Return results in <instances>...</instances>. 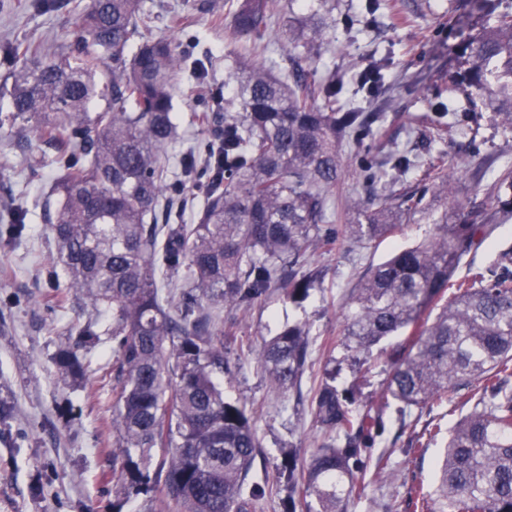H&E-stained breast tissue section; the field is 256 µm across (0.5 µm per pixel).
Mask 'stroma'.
Instances as JSON below:
<instances>
[{"label": "stroma", "mask_w": 512, "mask_h": 512, "mask_svg": "<svg viewBox=\"0 0 512 512\" xmlns=\"http://www.w3.org/2000/svg\"><path fill=\"white\" fill-rule=\"evenodd\" d=\"M0 7V50L19 42L39 45L54 54L73 44L79 31L75 18L86 0H57L43 10L40 0H8ZM217 14H185L183 0H143L150 20L146 34L168 38L187 51L190 61L208 68L206 87H217L233 98L236 82L229 70L240 51L237 38L225 29L224 0H213ZM367 0H336V38L319 64L322 77L335 76L343 86L340 108L356 97L359 71L373 59L384 60L392 104L375 138L340 149L344 185L336 194V211L344 213L348 200L365 197L363 162L382 155L393 145L408 153L415 164L396 175L395 192L422 188L432 163L453 168L452 195H426L418 212L405 217L402 234L330 252L311 254L312 262L327 269L321 289L295 305L280 294L270 296L233 328L237 338L232 355H244V365L225 384L226 394L244 402L254 416L264 456L259 463L270 479L265 512H283L288 485L278 475L289 452L307 456L321 442L308 405L296 398L275 399L250 348L267 336L268 327L304 323L312 336L331 340L332 355H316L303 378V391L311 389L327 370H335L339 387H355L359 405H373L385 378L388 342L353 361L345 348L341 306L364 271L384 261L398 248L423 240L434 225L467 220L472 204L483 205L494 229L477 238L456 268L460 281L478 269H487L499 255L512 249V190L502 185L512 170V129L501 126L492 112L470 106L465 95L451 85L448 71L459 43L486 25L485 0H398L399 15L387 8L368 12ZM175 111L180 136L165 151L169 169L214 134L196 117L212 110L207 95L177 94ZM45 148L33 130L0 129V403L8 411L0 416V512H160L159 493L133 494L113 483L112 386L100 382L101 369L112 365V339L85 351L91 371L87 379L62 376L55 364L57 352L69 338L74 310L63 311L49 300L53 290L47 271L53 261L52 245L36 203L47 192L50 168L41 166ZM26 210L21 238L10 236L5 204ZM396 408L386 411V431L366 452L367 462L381 454L389 466L364 494L351 500L347 512H411L407 489L417 481L427 490L437 486V461L446 439L427 448L423 457L403 453L398 440Z\"/></svg>", "instance_id": "1"}]
</instances>
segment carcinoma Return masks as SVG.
<instances>
[{"label": "carcinoma", "instance_id": "cac0c4a2", "mask_svg": "<svg viewBox=\"0 0 512 512\" xmlns=\"http://www.w3.org/2000/svg\"><path fill=\"white\" fill-rule=\"evenodd\" d=\"M319 2L324 13L288 26L282 74L240 53L235 97L211 90L224 115L198 120L220 129L181 160L185 176L202 180V198L192 201L163 161L178 135L182 53L145 36L142 0H88L75 50L58 57L27 44L5 50L0 101L9 99L10 111H0V128L29 125L55 153L41 210L54 247L49 280L64 274V287L87 300L86 319L68 329L74 340L55 365L84 378L81 350L109 316L112 481L159 492L168 512H263L268 482L251 476L262 439L246 405L224 397L225 345L235 342L239 318L275 292L296 302L320 287L325 270L309 262L315 250L397 235L429 190L448 194L441 168L430 186L393 194L378 188L382 176L369 164L356 222L330 225L344 180L339 146L370 135L384 113L336 111L340 84L302 66L336 34V0ZM283 8L281 0L230 5L233 34L249 53L259 52ZM383 70L374 64L358 81L382 109L390 102ZM450 79L512 128V12L458 47ZM188 207L192 223H175ZM492 229L479 210L466 223L437 224L372 267L345 302L351 352L407 334L387 355L381 389L401 414L462 394L472 403L437 461L436 490L410 487L413 512H512V252L457 283L433 321H421L476 236ZM254 358L274 392L299 389L314 362L309 327L281 326ZM309 406L323 439L309 459L288 458L286 512H345L387 469L383 455L360 464L385 431L384 410L353 408L334 376L321 380ZM440 434L429 421L403 452L416 457Z\"/></svg>", "mask_w": 512, "mask_h": 512}]
</instances>
